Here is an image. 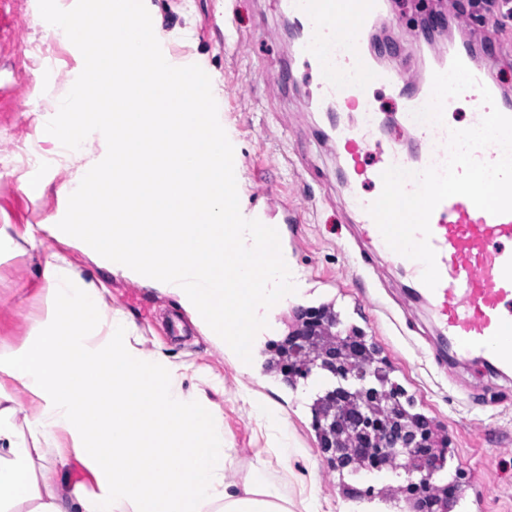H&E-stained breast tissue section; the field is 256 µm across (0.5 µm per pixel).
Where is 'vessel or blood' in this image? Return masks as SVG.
Instances as JSON below:
<instances>
[{
    "instance_id": "b4317fda",
    "label": "vessel or blood",
    "mask_w": 512,
    "mask_h": 512,
    "mask_svg": "<svg viewBox=\"0 0 512 512\" xmlns=\"http://www.w3.org/2000/svg\"><path fill=\"white\" fill-rule=\"evenodd\" d=\"M278 5L302 29L296 54L321 76L317 96L323 110L332 116L357 107L364 112L359 126L333 127L345 147L350 207L375 252L388 256L402 272L409 297L422 302L435 318L439 334L430 346L431 357L444 369L476 362L496 373L511 372L512 213L490 214L460 195L441 202L430 219V244L440 274L439 284L431 289L421 281L422 264L387 245L368 212L373 199L360 191L365 184L382 190L381 174L393 165L413 172L442 167L450 131L447 123L420 122L412 116L428 103L431 82L405 91L406 80L399 72L375 68L365 55L364 41L383 19L382 0H278ZM472 72L487 84L494 100L489 106L477 90L464 92L472 123H479L493 106L512 116V100L489 82L488 67L473 66ZM371 80L400 98L401 120L416 134L411 151L392 141L368 104L363 89Z\"/></svg>"
}]
</instances>
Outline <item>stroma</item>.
<instances>
[{
  "label": "stroma",
  "mask_w": 512,
  "mask_h": 512,
  "mask_svg": "<svg viewBox=\"0 0 512 512\" xmlns=\"http://www.w3.org/2000/svg\"><path fill=\"white\" fill-rule=\"evenodd\" d=\"M159 26L163 53L199 65L218 89V119L234 147L245 218L280 225L288 264L298 274V293L287 305L269 308L258 333V373L231 363L191 319L178 297L115 273L59 235L66 212L63 186L86 165L101 161L106 145L90 136L80 151L57 154L45 132L62 98L83 69L80 51L60 41L42 19L38 0H8L7 26L0 33V347H18L37 334L44 314L40 269L61 257L103 284L113 311L132 320L145 351H160L186 365L185 390L206 396L222 412L224 436L233 450L227 476L247 474L279 486L292 512H409L401 489L411 476H382L367 468L333 469L313 424L304 380L289 383L267 368L270 344L283 342L302 309L328 306L342 332L359 330L380 367L413 410L425 416L433 438H445V466L433 478L446 490L447 512H512V379L486 372L474 379L468 367L447 373L428 354L425 337L411 319H425L410 302L405 280L386 259L367 269L346 226L341 143L326 136V113L316 103L318 75L293 55L289 19L276 0H145ZM233 10L244 41H224V12ZM455 13L453 4L385 0L382 69L404 70L427 81L435 53L447 39L425 42L419 28L429 12ZM473 50L487 56L512 53V11L489 17L466 31ZM42 186L32 197L28 184ZM223 381L214 390L203 380ZM277 408L285 420L275 427L258 419L243 391Z\"/></svg>",
  "instance_id": "stroma-1"
}]
</instances>
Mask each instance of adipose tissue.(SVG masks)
Masks as SVG:
<instances>
[{
  "instance_id": "ef3b65f1",
  "label": "adipose tissue",
  "mask_w": 512,
  "mask_h": 512,
  "mask_svg": "<svg viewBox=\"0 0 512 512\" xmlns=\"http://www.w3.org/2000/svg\"><path fill=\"white\" fill-rule=\"evenodd\" d=\"M46 317L33 343L0 349V503L34 512H289L279 487L228 480L220 412L182 388L180 365L138 346L134 323L69 265L46 262ZM30 396L25 429L8 382ZM71 450L91 485L57 492L35 457Z\"/></svg>"
}]
</instances>
